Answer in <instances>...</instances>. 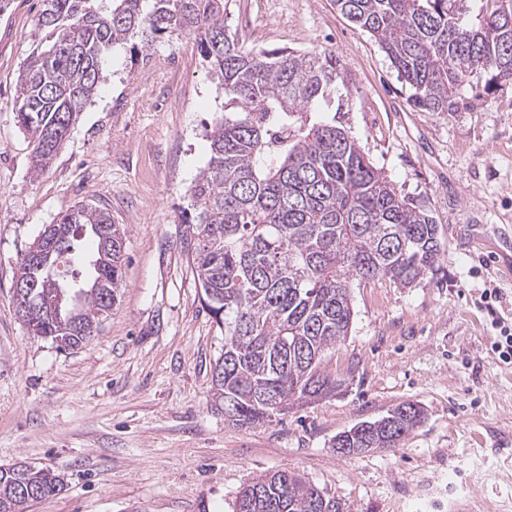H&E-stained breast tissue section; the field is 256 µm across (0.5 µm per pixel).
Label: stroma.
I'll use <instances>...</instances> for the list:
<instances>
[{
	"label": "stroma",
	"mask_w": 512,
	"mask_h": 512,
	"mask_svg": "<svg viewBox=\"0 0 512 512\" xmlns=\"http://www.w3.org/2000/svg\"><path fill=\"white\" fill-rule=\"evenodd\" d=\"M224 3L248 48L335 51L345 125L438 224L437 270L412 288H353L352 329L329 353L334 394L268 424H229L212 391L224 333L182 243L223 89L191 36L117 47L54 163L34 175L16 89L41 0H10L0 12V466L62 479L30 512H234L241 487L275 471L303 475L344 512H512V367L491 352L493 318L512 317V271L474 244L512 238V83L482 96L467 87L458 111L425 112L333 0ZM81 204L120 224L123 287L98 334L65 351L16 317L13 284L44 226ZM487 288L502 295L491 309ZM404 402L425 416L399 447L334 451L337 433Z\"/></svg>",
	"instance_id": "35a3bbf8"
}]
</instances>
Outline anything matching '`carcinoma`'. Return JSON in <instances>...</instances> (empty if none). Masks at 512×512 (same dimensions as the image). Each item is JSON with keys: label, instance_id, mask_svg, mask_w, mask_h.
<instances>
[{"label": "carcinoma", "instance_id": "carcinoma-1", "mask_svg": "<svg viewBox=\"0 0 512 512\" xmlns=\"http://www.w3.org/2000/svg\"><path fill=\"white\" fill-rule=\"evenodd\" d=\"M467 0H334L370 34L425 112H455L465 85L483 90L512 81V0H486L477 28L460 19ZM194 36L212 79L224 88V117L207 133L210 157L192 189L196 222L184 228L187 255L206 309L224 328L213 398L224 420L251 427L336 392L327 356L354 320L351 290L385 280L410 288L434 274L443 249L439 226L401 195L367 159L343 122L317 114L348 111L346 82L331 50L261 51L224 26V0H42L35 47L19 75L17 117L34 144L35 174L63 145L62 119L80 116L103 81V59L140 38L150 47L173 34ZM109 212L82 205L55 225L60 241L42 271L21 262L16 278L34 287L14 296L34 336L87 342L123 287V251L93 234ZM95 242L89 256L79 247ZM85 285L80 322L41 314L47 295ZM424 419L405 402L374 421L338 433L334 448L354 455L396 448ZM47 468H0V505L29 512L58 494ZM235 512H343L299 474L269 472L246 483Z\"/></svg>", "mask_w": 512, "mask_h": 512}]
</instances>
